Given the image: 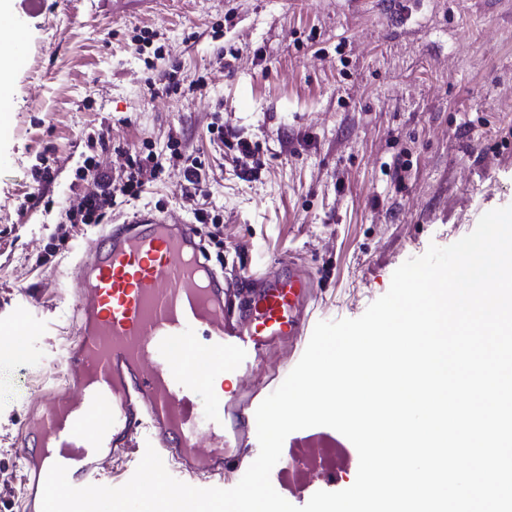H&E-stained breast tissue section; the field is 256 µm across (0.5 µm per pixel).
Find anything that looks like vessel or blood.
<instances>
[{"instance_id": "b4317fda", "label": "vessel or blood", "mask_w": 512, "mask_h": 512, "mask_svg": "<svg viewBox=\"0 0 512 512\" xmlns=\"http://www.w3.org/2000/svg\"><path fill=\"white\" fill-rule=\"evenodd\" d=\"M0 51L26 67L28 36L15 15L0 13ZM77 267L78 339L65 361L71 384L65 393H46L27 423L18 448L27 461L24 482L43 488L58 463L73 486L101 484L103 461L144 427L155 447L176 454L189 470L234 464L256 433L257 406L228 393L225 382L269 346L305 340L312 272L291 262L269 279L263 266L254 267L260 285L246 316L227 322L223 273L193 227L171 212H143L106 226ZM203 391L216 403L205 417L198 405ZM317 442L350 445L324 426L296 433L291 445Z\"/></svg>"}]
</instances>
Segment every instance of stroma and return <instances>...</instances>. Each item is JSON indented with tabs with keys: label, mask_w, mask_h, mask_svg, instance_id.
Segmentation results:
<instances>
[{
	"label": "stroma",
	"mask_w": 512,
	"mask_h": 512,
	"mask_svg": "<svg viewBox=\"0 0 512 512\" xmlns=\"http://www.w3.org/2000/svg\"><path fill=\"white\" fill-rule=\"evenodd\" d=\"M347 3L42 0L31 12L9 0L31 54L8 75L0 133V328L23 312L38 331L29 358L0 354V512H23L15 450L40 396L64 385L73 251L100 231L68 227L61 209L83 186L85 133L104 129L106 163L180 137L210 174L222 246L208 253L223 255L225 279L259 261L308 266L316 322L360 317L407 259L512 205V0ZM173 66L204 88L152 92L148 79ZM182 165L113 220L157 209L191 220ZM57 230L71 238L46 257Z\"/></svg>",
	"instance_id": "obj_1"
}]
</instances>
